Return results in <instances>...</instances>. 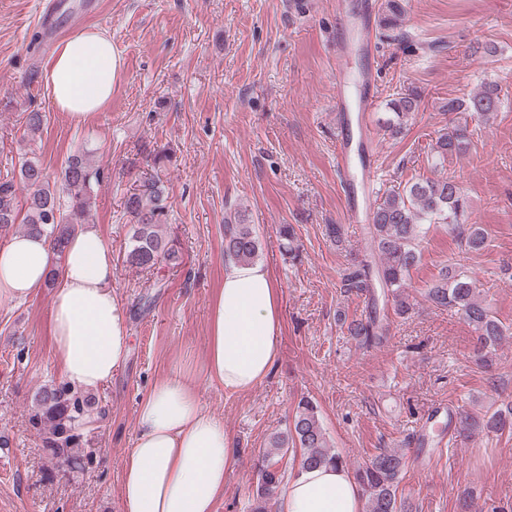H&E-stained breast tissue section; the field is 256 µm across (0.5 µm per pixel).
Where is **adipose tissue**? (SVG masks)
Returning a JSON list of instances; mask_svg holds the SVG:
<instances>
[{"label":"adipose tissue","mask_w":512,"mask_h":512,"mask_svg":"<svg viewBox=\"0 0 512 512\" xmlns=\"http://www.w3.org/2000/svg\"><path fill=\"white\" fill-rule=\"evenodd\" d=\"M120 69L106 36L69 37L46 72L56 109L84 121L109 103ZM50 280L52 361L61 380L83 392L106 386L126 363L129 327L112 287V248L98 228L79 230L59 258L43 234H17L0 244V301L28 298ZM280 328V295L269 270L228 265L211 306L210 383L231 392L260 385L278 358ZM235 464L223 420L200 405L187 379H162L138 407L122 464L123 512H216L224 473ZM280 512H361V490L342 465L299 468L283 490Z\"/></svg>","instance_id":"adipose-tissue-1"}]
</instances>
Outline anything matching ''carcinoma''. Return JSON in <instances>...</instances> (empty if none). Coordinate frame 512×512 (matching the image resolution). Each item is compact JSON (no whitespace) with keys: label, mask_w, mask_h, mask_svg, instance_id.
I'll return each mask as SVG.
<instances>
[{"label":"carcinoma","mask_w":512,"mask_h":512,"mask_svg":"<svg viewBox=\"0 0 512 512\" xmlns=\"http://www.w3.org/2000/svg\"><path fill=\"white\" fill-rule=\"evenodd\" d=\"M422 95L407 89L389 99L387 106L394 116L386 126L391 135L402 133L405 119L416 112ZM500 90L488 83L480 90L448 101V112H460L485 118L499 110ZM471 132L468 123H457L441 133L433 151L438 158L463 156L469 150ZM104 170L89 160L86 152L68 156L61 170L50 176L35 158H25L18 173L0 177V230L22 224L26 233H45L52 249L60 255L70 237L88 223L94 188ZM27 192V208L20 214L19 193ZM130 216L125 263L137 270H152L161 262L177 264L179 250L174 241L163 236L170 205L160 181H141L124 200ZM470 202L456 177L413 178L392 190L371 208L369 234L371 247L379 255V264L360 260L348 266L343 274L344 292L365 297L370 305L367 315L347 324V332L357 347L372 349L386 341L387 324L380 315L378 300L392 299L395 314L407 317L413 303L405 288L411 271L422 261V230L425 223L446 224L457 238L459 259L424 292V299L439 310L459 313L476 333L474 353L479 365L490 370L496 363L498 347L512 338L508 328L480 298L474 279L468 274L464 259L481 251L486 244L484 229L472 224ZM259 254V238L254 225L242 211L224 219V256L237 264H252ZM92 397L74 391L64 383L42 387L35 395L32 415L34 426L44 430L47 450L58 467L70 472H83L91 466L97 450L82 447L83 427L91 415ZM457 437L469 440L480 434L512 430V404L487 412L483 416L461 413L448 416ZM302 466L316 467L341 464L342 457L330 451L326 432L317 406L303 397L288 428L272 438L258 484L251 512H268L270 501L284 482L283 458L288 452ZM406 459L394 449H382L358 466L353 476L362 491L363 512H404V499L398 496L400 476Z\"/></svg>","instance_id":"1"}]
</instances>
